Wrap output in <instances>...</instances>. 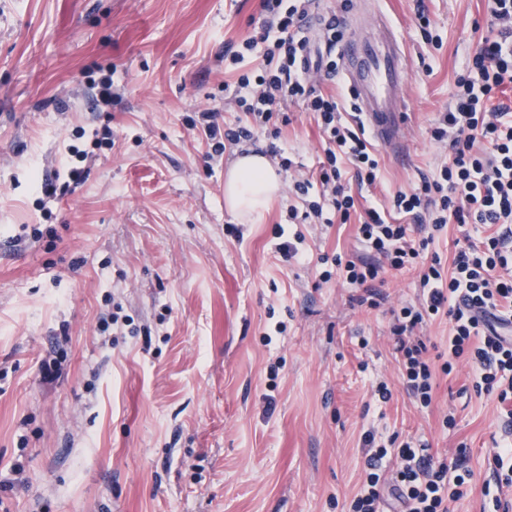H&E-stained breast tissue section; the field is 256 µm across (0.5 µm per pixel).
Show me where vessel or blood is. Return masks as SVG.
<instances>
[{"label": "vessel or blood", "mask_w": 512, "mask_h": 512, "mask_svg": "<svg viewBox=\"0 0 512 512\" xmlns=\"http://www.w3.org/2000/svg\"><path fill=\"white\" fill-rule=\"evenodd\" d=\"M343 75L357 111L373 135L391 144L405 126L407 54L394 27L377 17L372 31L344 46Z\"/></svg>", "instance_id": "obj_1"}]
</instances>
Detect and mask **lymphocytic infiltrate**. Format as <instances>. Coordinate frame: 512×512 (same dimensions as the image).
Returning <instances> with one entry per match:
<instances>
[{
  "label": "lymphocytic infiltrate",
  "instance_id": "1",
  "mask_svg": "<svg viewBox=\"0 0 512 512\" xmlns=\"http://www.w3.org/2000/svg\"><path fill=\"white\" fill-rule=\"evenodd\" d=\"M313 0H262L265 18L259 37L243 41L230 55L239 66L246 55L261 51L265 65L258 72L238 76L231 91L238 107L252 116L253 125L219 128L215 113H205L209 136H223L231 145L252 140L255 126L272 119L291 121L283 104H297L317 117L325 138L319 179L295 181L306 209L291 212L290 220L322 218L332 205L341 221H348L355 198L342 183L349 167L361 185H373L379 158L344 118V105L324 94L313 81L316 74L335 73V60L311 61L305 34ZM487 26L457 91L431 135L448 145V159L433 175L422 177L410 191L396 192L388 204L373 206L358 226L362 244L372 260L347 261L349 284L360 288L358 303L377 305L382 294L375 283L384 267L394 269L426 260L420 277L421 307H402L393 334L400 375L406 392L422 406L432 402L434 375L425 358L427 348L414 331L424 318L448 317V362L466 358L474 366L476 391L496 394L503 409L504 444L493 456L499 487L512 486V103L502 95L512 86V0H488ZM419 219L420 238H411L402 217ZM457 225L451 268H444L439 253L430 252L448 225ZM364 491L356 496L352 512H380L383 461L395 455L400 464L393 479L404 512H449L451 501L466 493L469 470L463 466L464 449H457L454 464L440 460L427 448L403 443L389 449L365 437Z\"/></svg>",
  "mask_w": 512,
  "mask_h": 512
}]
</instances>
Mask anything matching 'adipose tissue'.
<instances>
[{
	"mask_svg": "<svg viewBox=\"0 0 512 512\" xmlns=\"http://www.w3.org/2000/svg\"><path fill=\"white\" fill-rule=\"evenodd\" d=\"M278 189L271 162L262 154L243 155L224 183V200L229 211L243 218L260 215Z\"/></svg>",
	"mask_w": 512,
	"mask_h": 512,
	"instance_id": "ef3b65f1",
	"label": "adipose tissue"
}]
</instances>
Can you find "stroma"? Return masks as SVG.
<instances>
[{
	"mask_svg": "<svg viewBox=\"0 0 512 512\" xmlns=\"http://www.w3.org/2000/svg\"><path fill=\"white\" fill-rule=\"evenodd\" d=\"M340 2L315 0L311 49L327 51L321 21L336 11L348 41L375 11L392 17L410 60L406 145L369 140L381 170L370 187L346 174L348 223L292 224V180L322 153L313 113L289 105L278 138L223 150L201 117L247 123L224 97L238 77L224 51L259 34L261 0H0V512H351L368 434L465 448L472 476L450 512H492L500 405L477 394L469 362L449 361L448 319L418 331L430 406L399 381L392 327L418 302V270H387L371 307L318 261L366 256L361 211L445 160L431 130L487 2ZM273 143L293 168L241 220L227 171ZM277 224L295 257L279 253Z\"/></svg>",
	"mask_w": 512,
	"mask_h": 512,
	"instance_id": "stroma-1",
	"label": "stroma"
}]
</instances>
